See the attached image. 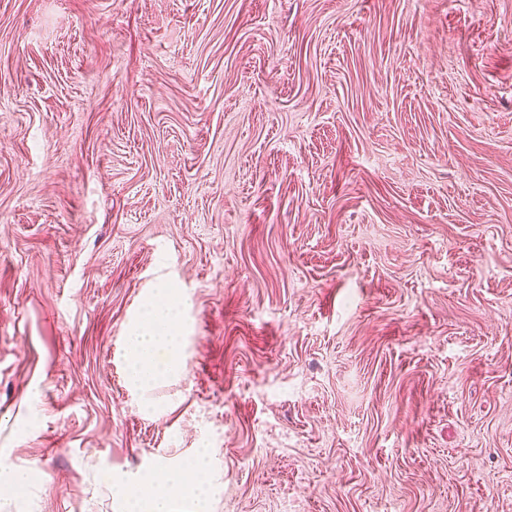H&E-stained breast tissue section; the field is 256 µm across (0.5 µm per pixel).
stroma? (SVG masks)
I'll return each mask as SVG.
<instances>
[{"mask_svg":"<svg viewBox=\"0 0 512 512\" xmlns=\"http://www.w3.org/2000/svg\"><path fill=\"white\" fill-rule=\"evenodd\" d=\"M203 448L212 512H512V0H0V512ZM181 299L172 289L156 288L144 319L125 336L129 362V384L143 392L163 376L174 375L184 366V338L179 328Z\"/></svg>","mask_w":512,"mask_h":512,"instance_id":"obj_1","label":"stroma"}]
</instances>
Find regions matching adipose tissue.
Returning a JSON list of instances; mask_svg holds the SVG:
<instances>
[{"label":"adipose tissue","mask_w":512,"mask_h":512,"mask_svg":"<svg viewBox=\"0 0 512 512\" xmlns=\"http://www.w3.org/2000/svg\"><path fill=\"white\" fill-rule=\"evenodd\" d=\"M181 299L170 288H157L144 313V319L124 340L129 362V383L148 391L163 376L174 375L184 366V338L179 328ZM210 450H203L195 459L194 474L185 469L158 468L141 474L135 483H127L122 475H112V486L127 506V512H172L170 493L188 497L193 512H212L216 494L203 475L212 466Z\"/></svg>","instance_id":"adipose-tissue-1"}]
</instances>
